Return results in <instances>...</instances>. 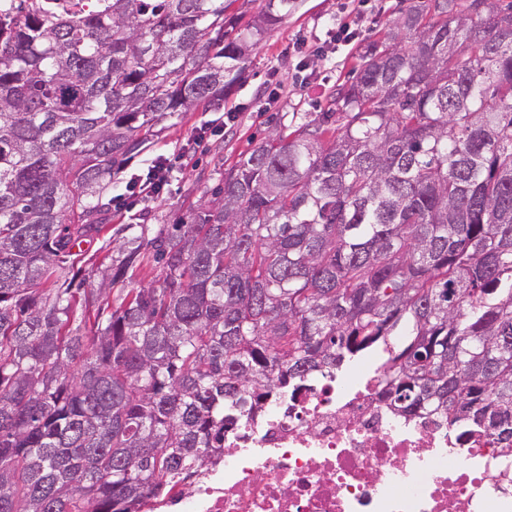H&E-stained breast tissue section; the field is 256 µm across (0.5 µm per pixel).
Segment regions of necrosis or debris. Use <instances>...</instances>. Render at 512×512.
<instances>
[{"mask_svg":"<svg viewBox=\"0 0 512 512\" xmlns=\"http://www.w3.org/2000/svg\"><path fill=\"white\" fill-rule=\"evenodd\" d=\"M379 363L313 373L224 432L216 469L147 512H512V442L397 414Z\"/></svg>","mask_w":512,"mask_h":512,"instance_id":"necrosis-or-debris-1","label":"necrosis or debris"}]
</instances>
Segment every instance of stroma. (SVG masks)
Wrapping results in <instances>:
<instances>
[{"label": "stroma", "instance_id": "obj_1", "mask_svg": "<svg viewBox=\"0 0 512 512\" xmlns=\"http://www.w3.org/2000/svg\"><path fill=\"white\" fill-rule=\"evenodd\" d=\"M397 0H296V7L273 30L245 63L242 80L218 108L184 112L163 121L161 131L145 151L129 159L122 179L141 173L156 156L178 169L168 192L146 202L142 214L116 206L103 214L101 230L84 254L81 265L90 269L112 246L115 228L122 224H183L189 222L201 200L222 186L224 171L242 153L252 150L272 124L288 126L297 112H320L329 94L358 63L359 43L340 46L335 57L301 60L295 44L324 36L336 23L349 24L362 37L383 34L397 17ZM238 107V120L225 126V108Z\"/></svg>", "mask_w": 512, "mask_h": 512}]
</instances>
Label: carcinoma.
I'll return each mask as SVG.
<instances>
[{"label": "carcinoma", "mask_w": 512, "mask_h": 512, "mask_svg": "<svg viewBox=\"0 0 512 512\" xmlns=\"http://www.w3.org/2000/svg\"><path fill=\"white\" fill-rule=\"evenodd\" d=\"M235 2L0 15V512H142L217 462L234 415L367 352L397 412L512 438V0H400L327 109L190 223L121 225L88 284L74 248L124 161L223 100L295 8Z\"/></svg>", "instance_id": "obj_1"}]
</instances>
